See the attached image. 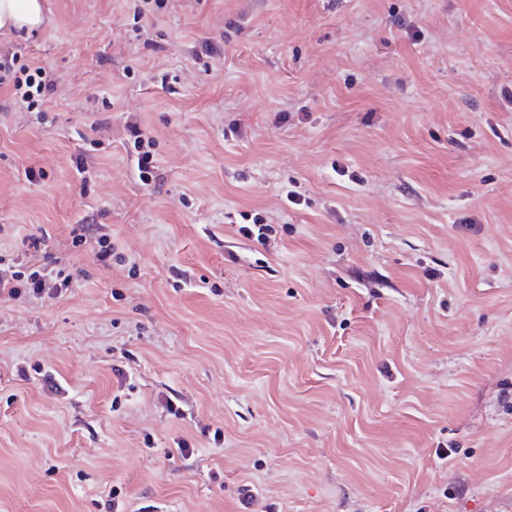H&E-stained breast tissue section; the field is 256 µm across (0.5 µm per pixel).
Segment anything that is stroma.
<instances>
[{
  "label": "stroma",
  "mask_w": 512,
  "mask_h": 512,
  "mask_svg": "<svg viewBox=\"0 0 512 512\" xmlns=\"http://www.w3.org/2000/svg\"><path fill=\"white\" fill-rule=\"evenodd\" d=\"M0 43L55 85L0 72V255L71 276L0 300V512H512V0H49ZM14 86L16 90L26 89L21 93L20 99L27 103V107L43 101L41 96L46 97L53 91V81L42 66L22 65L19 71H15ZM131 136L134 138V146L138 148L139 153L137 157V167L144 180L152 178L154 165V155L151 150H145V148L151 147L153 139L147 137V134L140 129L137 125L129 126ZM143 149V150H142Z\"/></svg>",
  "instance_id": "obj_1"
}]
</instances>
